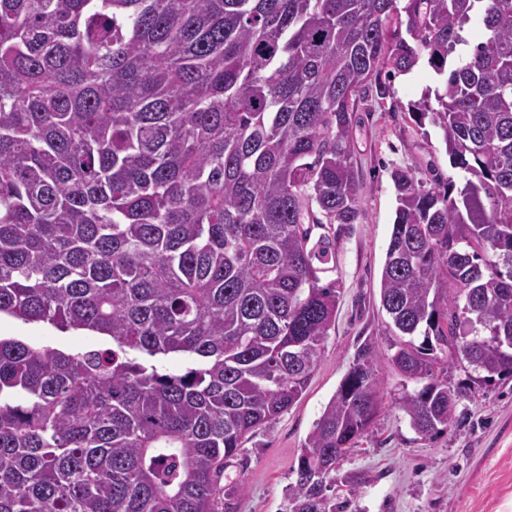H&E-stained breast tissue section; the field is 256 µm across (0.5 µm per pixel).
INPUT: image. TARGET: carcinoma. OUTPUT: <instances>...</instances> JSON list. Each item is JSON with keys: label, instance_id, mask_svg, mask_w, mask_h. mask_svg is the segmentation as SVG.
Instances as JSON below:
<instances>
[{"label": "carcinoma", "instance_id": "cac0c4a2", "mask_svg": "<svg viewBox=\"0 0 512 512\" xmlns=\"http://www.w3.org/2000/svg\"><path fill=\"white\" fill-rule=\"evenodd\" d=\"M422 60L439 85L411 112L456 176L392 171L380 303L426 438L461 394L448 367L512 377V0H0V314L112 340L0 337V512H235L224 472L335 318L357 103ZM376 357L315 421L289 512H336Z\"/></svg>", "mask_w": 512, "mask_h": 512}]
</instances>
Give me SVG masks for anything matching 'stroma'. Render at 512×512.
I'll use <instances>...</instances> for the list:
<instances>
[{
	"mask_svg": "<svg viewBox=\"0 0 512 512\" xmlns=\"http://www.w3.org/2000/svg\"><path fill=\"white\" fill-rule=\"evenodd\" d=\"M436 84L435 73L423 61L394 79L392 98L359 106L352 139L361 216L337 242L336 320L302 397L251 435L228 468L229 479L242 487L236 512H287L300 450L367 340L377 348L383 398L370 434L333 474L339 512H512V378L473 385L470 369L460 364L449 369V382L471 385L472 392L460 398L446 431L425 438L397 406L405 386L388 360L379 288L394 219L391 172L411 165L427 184L452 173L436 133L425 132L408 111ZM0 336L74 353L111 345L93 333L60 332L4 314Z\"/></svg>",
	"mask_w": 512,
	"mask_h": 512,
	"instance_id": "35a3bbf8",
	"label": "stroma"
}]
</instances>
